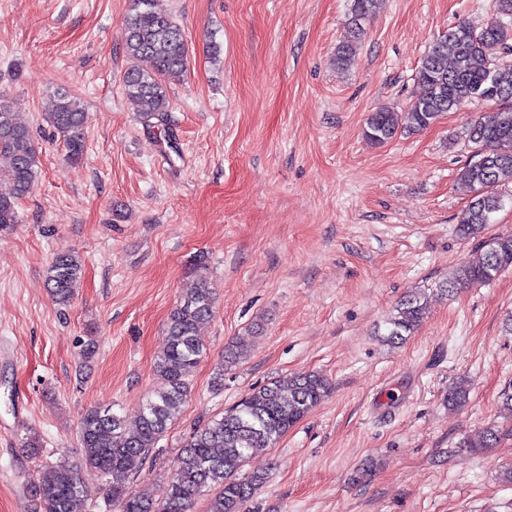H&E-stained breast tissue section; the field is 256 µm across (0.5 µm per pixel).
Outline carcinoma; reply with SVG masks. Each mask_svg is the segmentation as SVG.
Wrapping results in <instances>:
<instances>
[{"mask_svg":"<svg viewBox=\"0 0 512 512\" xmlns=\"http://www.w3.org/2000/svg\"><path fill=\"white\" fill-rule=\"evenodd\" d=\"M383 0H351V39L336 53L341 67L356 57L362 35L360 20L376 12ZM512 0H499L497 14L476 26L463 21L448 29L420 59L416 79L423 93L402 110L380 107L366 119L364 136L381 145L398 133L423 131L449 112L474 100L497 104L491 112L473 119L466 132L469 156L458 180L472 198L462 210L457 232L478 239L480 258L461 266L445 282L444 295L460 288L488 283L512 270V233L484 236L494 216L505 206L506 186L512 184ZM127 55L144 58L151 68L129 69L123 94L140 106L146 123L167 122V83L185 72L188 48L185 33L175 17L157 6V0H133L132 14L123 34ZM53 127L63 136L67 157L80 159L84 150L87 113L76 97L56 95L49 113ZM38 147L30 128L19 121L10 105L0 101V176L13 183L9 196L0 195V232L17 220L20 199L34 188ZM82 275V264L71 251H60L48 270L49 292L61 307L70 305ZM215 298L202 278L187 289L171 309L166 323L167 341L155 359L156 383L139 407L135 424L111 409L94 407L79 422L81 454L77 461L48 464L31 475L32 495L41 512H90L79 479L81 467L98 470L108 484L107 505L118 512H191L201 497H208L206 512H249L248 502L263 486L265 472L242 473L247 460L259 449L274 446L331 394L332 383L318 373L274 379L254 389L234 406L196 425L182 443L177 468L164 482L159 495L130 491L129 478L143 470L155 444L179 418L191 393V376L206 355L197 334L199 325L214 313ZM428 298L409 292L386 322L382 341L394 346L413 335L427 317ZM244 350L224 349L222 363L214 368L212 387L224 386V370L240 362ZM469 386L460 379L448 387V409L468 400ZM512 428L495 425L460 443V450L484 454Z\"/></svg>","mask_w":512,"mask_h":512,"instance_id":"cac0c4a2","label":"carcinoma"}]
</instances>
